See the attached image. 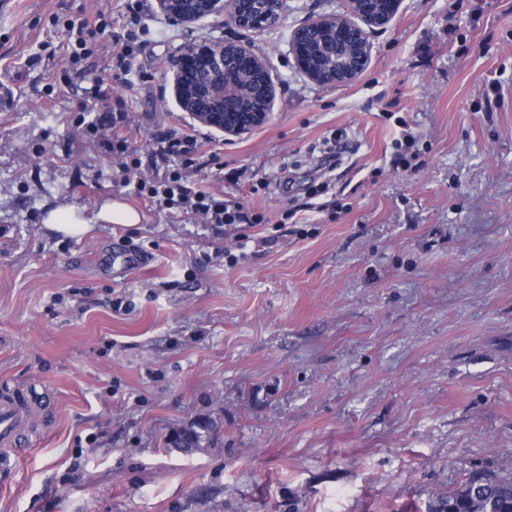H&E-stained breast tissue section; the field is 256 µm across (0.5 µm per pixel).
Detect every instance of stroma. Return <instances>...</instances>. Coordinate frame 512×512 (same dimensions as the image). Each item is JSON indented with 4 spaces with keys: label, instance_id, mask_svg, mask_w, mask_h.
<instances>
[{
    "label": "stroma",
    "instance_id": "1",
    "mask_svg": "<svg viewBox=\"0 0 512 512\" xmlns=\"http://www.w3.org/2000/svg\"><path fill=\"white\" fill-rule=\"evenodd\" d=\"M97 9L137 34L112 94L143 159L153 133L198 127L174 86L187 48L265 60L269 121L208 130L218 161L196 175L250 223L124 185L81 110L115 62L69 63L60 43ZM347 13L285 0L244 31L157 0H0V386L37 403L0 512H426L471 470L512 471V0H402L363 71L327 87L288 40ZM110 199L141 223L79 239L44 223ZM203 415L208 447L165 446Z\"/></svg>",
    "mask_w": 512,
    "mask_h": 512
}]
</instances>
